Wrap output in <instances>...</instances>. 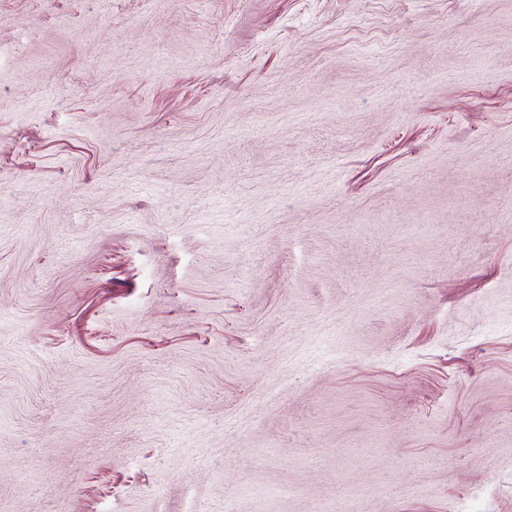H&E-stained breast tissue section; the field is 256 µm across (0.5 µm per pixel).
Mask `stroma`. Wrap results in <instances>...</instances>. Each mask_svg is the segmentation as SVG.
Segmentation results:
<instances>
[{
  "label": "stroma",
  "mask_w": 512,
  "mask_h": 512,
  "mask_svg": "<svg viewBox=\"0 0 512 512\" xmlns=\"http://www.w3.org/2000/svg\"><path fill=\"white\" fill-rule=\"evenodd\" d=\"M512 512V0H0V512Z\"/></svg>",
  "instance_id": "1"
}]
</instances>
